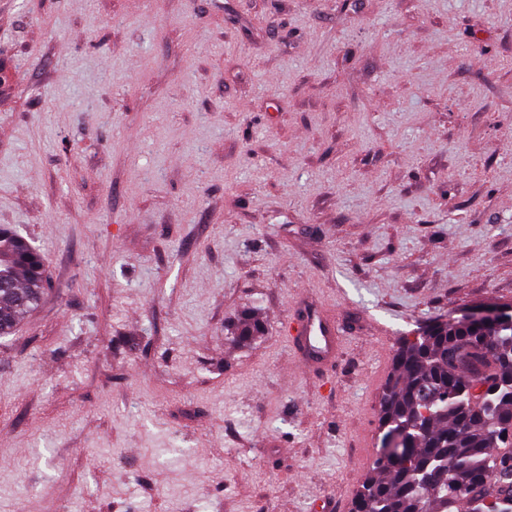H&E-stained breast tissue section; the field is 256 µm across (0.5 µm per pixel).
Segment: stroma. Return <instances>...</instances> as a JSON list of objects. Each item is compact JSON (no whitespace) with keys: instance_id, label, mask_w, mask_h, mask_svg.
I'll return each mask as SVG.
<instances>
[{"instance_id":"obj_1","label":"stroma","mask_w":512,"mask_h":512,"mask_svg":"<svg viewBox=\"0 0 512 512\" xmlns=\"http://www.w3.org/2000/svg\"><path fill=\"white\" fill-rule=\"evenodd\" d=\"M1 224L0 512H349L400 340L512 305V0H0ZM45 294L40 253L7 226H0V335H9ZM284 335L297 339L305 365H327L335 359L336 326L317 309H306L299 319L287 320Z\"/></svg>"}]
</instances>
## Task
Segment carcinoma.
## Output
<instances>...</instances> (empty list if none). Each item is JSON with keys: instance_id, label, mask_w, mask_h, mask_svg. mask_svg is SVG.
<instances>
[{"instance_id": "cac0c4a2", "label": "carcinoma", "mask_w": 512, "mask_h": 512, "mask_svg": "<svg viewBox=\"0 0 512 512\" xmlns=\"http://www.w3.org/2000/svg\"><path fill=\"white\" fill-rule=\"evenodd\" d=\"M45 294L40 253L0 226V335ZM264 331L243 317L246 342ZM380 448L350 512H512V323L436 320L404 338L378 415Z\"/></svg>"}]
</instances>
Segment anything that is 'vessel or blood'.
Returning a JSON list of instances; mask_svg holds the SVG:
<instances>
[{
    "mask_svg": "<svg viewBox=\"0 0 512 512\" xmlns=\"http://www.w3.org/2000/svg\"><path fill=\"white\" fill-rule=\"evenodd\" d=\"M284 332L297 339L304 364L327 365L336 356V327L319 310H305L285 322Z\"/></svg>",
    "mask_w": 512,
    "mask_h": 512,
    "instance_id": "obj_1",
    "label": "vessel or blood"
}]
</instances>
